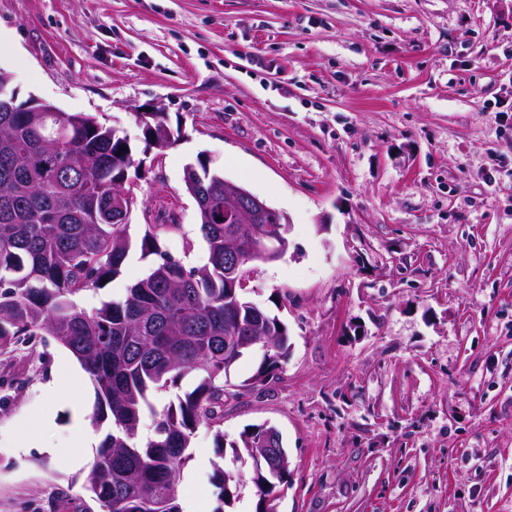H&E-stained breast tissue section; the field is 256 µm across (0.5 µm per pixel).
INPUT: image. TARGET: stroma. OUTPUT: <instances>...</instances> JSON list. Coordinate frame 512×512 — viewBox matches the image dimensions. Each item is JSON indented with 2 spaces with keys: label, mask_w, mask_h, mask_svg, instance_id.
<instances>
[{
  "label": "stroma",
  "mask_w": 512,
  "mask_h": 512,
  "mask_svg": "<svg viewBox=\"0 0 512 512\" xmlns=\"http://www.w3.org/2000/svg\"><path fill=\"white\" fill-rule=\"evenodd\" d=\"M0 68L36 97L127 135L129 255L84 303L123 295L163 249L207 260L187 165L208 161L289 221V247L249 266L246 296L287 325L290 354L224 399L225 442L282 434L289 477L273 512H512V0H0ZM178 130L146 150L134 111ZM0 354V512H100L74 445L75 407L49 401L71 353ZM51 412L56 425L38 418ZM179 494L196 512H256L251 462L229 506L213 434L191 438ZM214 466L215 473L213 478L215 485L220 489L219 500L221 502V506H223L224 503H229L231 501V498L233 497L232 493H234L232 492V488L236 491L240 478L238 473L227 471L218 463H215Z\"/></svg>",
  "instance_id": "stroma-1"
}]
</instances>
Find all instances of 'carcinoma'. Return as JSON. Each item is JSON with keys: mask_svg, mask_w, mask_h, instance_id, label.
Wrapping results in <instances>:
<instances>
[{"mask_svg": "<svg viewBox=\"0 0 512 512\" xmlns=\"http://www.w3.org/2000/svg\"><path fill=\"white\" fill-rule=\"evenodd\" d=\"M145 141L174 132L164 112H138ZM126 151L119 152L120 147ZM119 130L81 112H0V354H28L51 337L80 362L93 384L96 425L110 421L83 488L101 512H183L178 498L191 437L202 424L215 429L218 458L226 377L246 352L261 353L244 386L261 381L288 360V328L276 315L238 292L224 269V224H199L207 261L185 268L159 243L177 224H150L142 251L156 256L125 294L97 308L80 303L102 280L119 275L130 250L125 224L112 222V180L133 166ZM196 199L224 210V176L200 165ZM254 230L288 241L282 216L269 215ZM201 379L155 414L153 434L139 424L149 394ZM274 428L245 430L229 444L233 459H252L259 512L289 470L256 456L249 444ZM239 474L215 465L219 500L230 502Z\"/></svg>", "mask_w": 512, "mask_h": 512, "instance_id": "obj_1", "label": "carcinoma"}]
</instances>
